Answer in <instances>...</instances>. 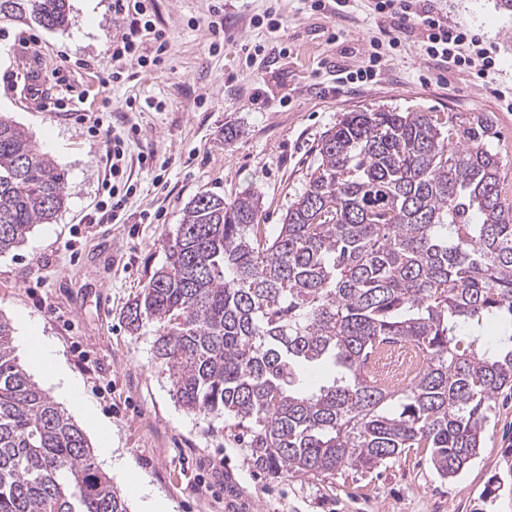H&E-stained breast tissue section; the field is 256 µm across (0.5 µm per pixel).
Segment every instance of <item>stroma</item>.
Wrapping results in <instances>:
<instances>
[{"label":"stroma","instance_id":"obj_1","mask_svg":"<svg viewBox=\"0 0 512 512\" xmlns=\"http://www.w3.org/2000/svg\"><path fill=\"white\" fill-rule=\"evenodd\" d=\"M500 0H436L450 19L492 42L499 80L512 84V9ZM168 48L146 71L136 62L112 78V42L128 22L112 0H69V25L1 22L0 115L29 132L37 148L66 171V204L49 224L0 256V316H25L79 382L82 398L111 427L114 455L127 469L112 481L128 493L147 483L171 512H512V395L500 393L470 466L453 479L433 469L429 453L408 448L369 472L351 468L322 480L286 479L256 468L230 420L187 412L155 358L157 327L131 331L129 305L164 261L185 204L208 191L233 200L263 199L262 223L277 226L304 189L323 133L343 113L364 108L492 116L504 156L501 180L512 199V111L472 70L438 78L420 55V31L386 49L373 84L344 86L337 75L386 39L391 20L356 0L343 16L310 10L306 0H225L224 42L212 50L214 0H148ZM272 12L277 33L253 26ZM265 47L264 63L245 68L240 48ZM36 54L44 84L65 111H45L24 94L22 52ZM103 118L98 132L80 119L85 85ZM233 139H225V130ZM127 134L125 175L135 191L119 219L97 210L113 134ZM54 148H46V140ZM137 512L136 498L128 500Z\"/></svg>","mask_w":512,"mask_h":512}]
</instances>
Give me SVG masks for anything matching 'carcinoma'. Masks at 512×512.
I'll list each match as a JSON object with an SVG mask.
<instances>
[{
  "label": "carcinoma",
  "instance_id": "carcinoma-1",
  "mask_svg": "<svg viewBox=\"0 0 512 512\" xmlns=\"http://www.w3.org/2000/svg\"><path fill=\"white\" fill-rule=\"evenodd\" d=\"M69 0H0V22L69 25ZM487 114L348 112L269 235L260 195L201 192L126 315L190 412L235 420L285 478L371 470L427 448L442 478L477 457L512 391V201ZM65 172L0 116V255L64 207ZM503 329L498 350L481 329ZM0 316V512H128L79 426L14 355ZM419 369L364 378L388 343Z\"/></svg>",
  "mask_w": 512,
  "mask_h": 512
}]
</instances>
